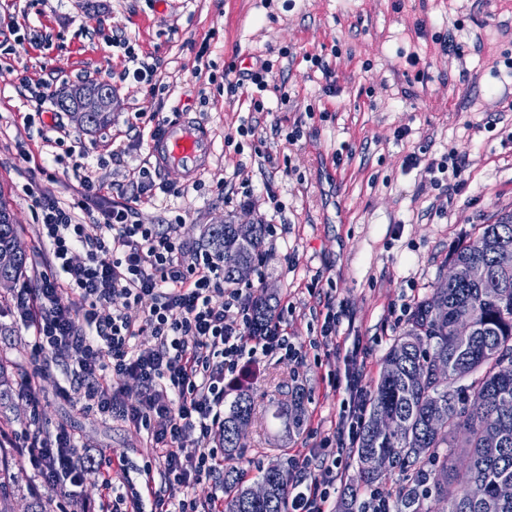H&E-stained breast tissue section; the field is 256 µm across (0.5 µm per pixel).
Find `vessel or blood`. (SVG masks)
Returning <instances> with one entry per match:
<instances>
[{"instance_id": "vessel-or-blood-1", "label": "vessel or blood", "mask_w": 512, "mask_h": 512, "mask_svg": "<svg viewBox=\"0 0 512 512\" xmlns=\"http://www.w3.org/2000/svg\"><path fill=\"white\" fill-rule=\"evenodd\" d=\"M213 151L214 143L206 125L184 115L164 122L150 141V155L156 168H177L189 177L201 174L205 159Z\"/></svg>"}]
</instances>
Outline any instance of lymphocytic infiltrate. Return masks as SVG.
Returning a JSON list of instances; mask_svg holds the SVG:
<instances>
[{
    "mask_svg": "<svg viewBox=\"0 0 512 512\" xmlns=\"http://www.w3.org/2000/svg\"><path fill=\"white\" fill-rule=\"evenodd\" d=\"M40 248L49 255L34 285L17 292L15 306L30 331L32 359L66 350L75 364L60 396L84 409L145 430L148 460L140 487L116 490L126 478L123 461L106 452L78 466L76 436L59 429L33 438L18 455L42 482L67 497L85 470L94 471L102 494L100 512H224V497L199 500L196 483L224 472V451L211 437L223 428L224 403L242 379L256 375L268 357L295 356L281 319L253 329L250 288L224 283L222 262L187 249L175 224L134 220L132 204L107 206L98 224L76 221L48 187L37 186ZM86 259L73 260L76 249ZM143 319L131 310L144 298ZM121 307H113L114 299ZM137 379L142 392L125 399L121 383ZM342 393L337 422L319 447L301 448L290 460L288 512H336V485L350 458L369 390L356 355L332 374ZM163 486H156V479Z\"/></svg>",
    "mask_w": 512,
    "mask_h": 512,
    "instance_id": "lymphocytic-infiltrate-1",
    "label": "lymphocytic infiltrate"
}]
</instances>
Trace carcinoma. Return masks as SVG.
Wrapping results in <instances>:
<instances>
[{"label":"carcinoma","instance_id":"obj_1","mask_svg":"<svg viewBox=\"0 0 512 512\" xmlns=\"http://www.w3.org/2000/svg\"><path fill=\"white\" fill-rule=\"evenodd\" d=\"M110 87L106 81L83 85L73 105L88 109L87 130L107 125L110 114L97 105V96ZM267 225L244 232L232 222L213 224L204 231L212 251L224 253V243L244 239L246 264H255ZM22 256L0 276L17 282L26 272ZM451 264L484 267L479 282L448 283L416 304L403 332L386 353L383 369L370 391L368 406L353 458L359 479L346 485L336 512H363L364 493L386 486L397 471L402 481L389 490L390 512H512V500H502L497 487L512 482V215L483 224L478 235L458 247ZM255 324L261 327L275 315L272 296L260 293L253 301ZM472 321L470 335L456 334L458 319ZM305 393L291 392L286 406L273 419L286 432L301 429ZM253 396L240 389L224 410V431L218 445L224 449V512H286L288 471L278 465L258 469L256 483L272 493L264 499L249 496L241 464L246 461L237 431L251 420ZM494 430L492 446L485 435ZM389 459L382 473L372 459ZM484 489V498L469 497L472 485Z\"/></svg>","mask_w":512,"mask_h":512}]
</instances>
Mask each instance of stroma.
Instances as JSON below:
<instances>
[{
  "label": "stroma",
  "mask_w": 512,
  "mask_h": 512,
  "mask_svg": "<svg viewBox=\"0 0 512 512\" xmlns=\"http://www.w3.org/2000/svg\"><path fill=\"white\" fill-rule=\"evenodd\" d=\"M10 26L23 39L0 55V199L29 256L39 245L30 182L49 183L86 224L103 203L133 199L134 168L153 163L131 126L142 111L204 122L214 153L197 179L174 168L158 173L164 189L137 203L140 223H180L197 251L209 225H267L266 263L249 282L288 298L287 331L299 356L269 357L247 383L255 414L243 442L254 466H288L290 449L317 442L310 420L291 439L275 436L272 414L291 388L304 389L307 410L336 420L341 396L328 380L345 353L364 356L365 381L374 384L415 304L447 275L454 250L479 225L512 212V112L498 106L512 93V75L491 69L500 54L512 55V0H0V30ZM450 35L462 57L440 52L439 40ZM315 56L321 66H313ZM259 59L272 62L288 101L264 92L265 109L254 113L233 84ZM136 60L155 68L162 89L124 78ZM102 80L117 96L112 121L89 133L54 99ZM29 113L35 119L27 125ZM246 119L255 133L242 137ZM61 126L74 146L56 145ZM295 128L300 137L288 143ZM120 147L123 159L113 160ZM453 149L468 155L463 184L431 185L424 163ZM411 154L421 166L408 165ZM79 163L105 186V200L82 201ZM245 185L247 198L239 194ZM330 302L346 309L351 326L327 346L320 328ZM29 336L9 308L0 309V362L17 375L38 373L27 395H15L0 430L21 439L66 426L91 450L124 459L137 478L145 432L58 398L72 362L56 351L35 367ZM10 472L12 512H26L35 492L54 512L57 492L41 487L30 466L15 456Z\"/></svg>",
  "instance_id": "stroma-1"
}]
</instances>
